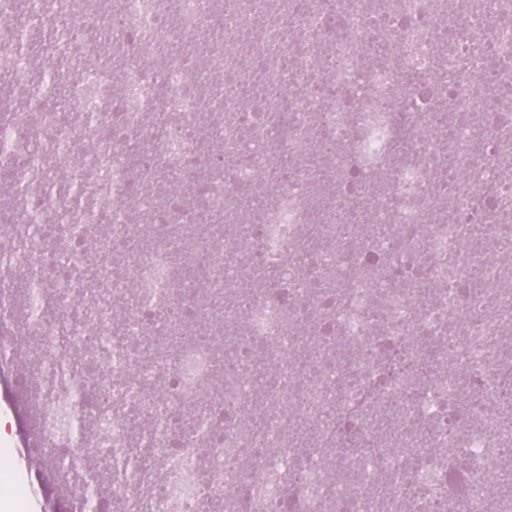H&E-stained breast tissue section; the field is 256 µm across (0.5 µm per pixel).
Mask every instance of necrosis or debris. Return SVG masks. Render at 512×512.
<instances>
[{"mask_svg": "<svg viewBox=\"0 0 512 512\" xmlns=\"http://www.w3.org/2000/svg\"><path fill=\"white\" fill-rule=\"evenodd\" d=\"M26 21L69 29L76 58L109 28L124 55L118 71L98 62L97 81L119 73L123 92L95 127L77 68L70 112H12L34 149L20 166L0 155L28 184L47 158L102 142L85 168L109 175L111 207L71 232L61 198L35 197L51 252L1 208L0 254L41 289L99 257L91 319L66 294L29 326L40 364L61 357L60 321L84 362H118L91 401L168 413L146 453L178 467L112 497L142 512H498L488 483L512 471V0H27L21 18L0 0V69L24 81L53 62L20 63ZM371 30L389 58L362 52ZM165 172L187 191L156 215ZM191 367L232 382L198 400Z\"/></svg>", "mask_w": 512, "mask_h": 512, "instance_id": "1", "label": "necrosis or debris"}]
</instances>
